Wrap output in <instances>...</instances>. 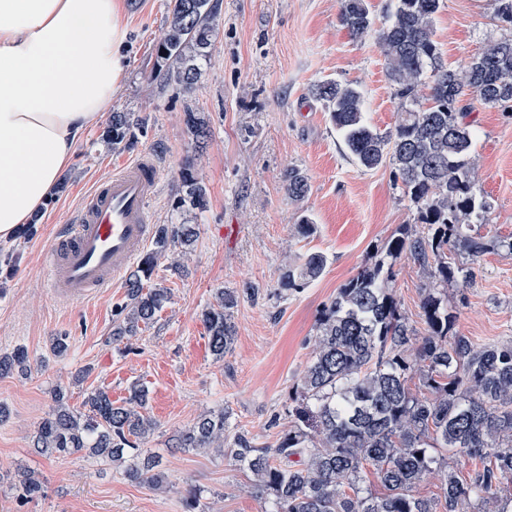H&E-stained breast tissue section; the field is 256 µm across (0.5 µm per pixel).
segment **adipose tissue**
<instances>
[{
  "mask_svg": "<svg viewBox=\"0 0 512 512\" xmlns=\"http://www.w3.org/2000/svg\"><path fill=\"white\" fill-rule=\"evenodd\" d=\"M119 0H0V242L71 164L122 73Z\"/></svg>",
  "mask_w": 512,
  "mask_h": 512,
  "instance_id": "1",
  "label": "adipose tissue"
}]
</instances>
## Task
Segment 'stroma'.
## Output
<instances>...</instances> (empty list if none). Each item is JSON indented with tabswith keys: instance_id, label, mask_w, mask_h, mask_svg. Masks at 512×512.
Returning <instances> with one entry per match:
<instances>
[{
	"instance_id": "obj_1",
	"label": "stroma",
	"mask_w": 512,
	"mask_h": 512,
	"mask_svg": "<svg viewBox=\"0 0 512 512\" xmlns=\"http://www.w3.org/2000/svg\"><path fill=\"white\" fill-rule=\"evenodd\" d=\"M120 0L126 30L123 74L103 112L79 145L59 191L34 217V232L15 238L11 262L0 261V353L23 345L32 357L28 374L0 377V512H187L196 489L203 512H268L252 474L228 452L173 448L177 433L202 415L225 411V434L248 432L273 445L288 427V392L311 357L322 307L416 211L393 182L390 167L366 171L347 155L312 88L340 79L361 88L368 122L393 129L398 103L374 36L353 38L339 21L340 0H217L219 22L210 54L192 93L151 79L158 46L168 27V0H146L131 13ZM493 0H443L436 39L448 64L480 53L502 35ZM142 120L118 145L104 137L113 113ZM198 113L209 134L196 144L185 115ZM471 170L476 189L490 200L489 221L477 232L488 251L471 264L468 285L449 284L441 294L456 316L454 330L474 343L512 341V115L474 105ZM152 154L160 184L150 207L155 224L195 225L188 249L161 259L150 285L169 300L137 336L113 344L115 313L126 288L101 292L83 304L56 301L39 271L55 236L81 195L111 173L114 164ZM191 167L207 188L205 210L178 207L180 173ZM297 168L308 178L304 200L292 201L283 174ZM311 235L297 232L301 216ZM319 251L322 274L299 289L283 291L288 266ZM432 281L412 260L394 266L393 292L410 323L423 330L420 304ZM240 291L232 311L234 341L215 359L202 310L219 289ZM67 351L54 355L56 337ZM148 389L146 417L153 428L138 446L162 459L160 487L127 479L118 466L84 451L46 456L32 446L38 424L62 388L67 404L82 409L87 396L106 391L125 401L133 386ZM34 471L43 497L20 498L18 471Z\"/></svg>"
}]
</instances>
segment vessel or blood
I'll return each mask as SVG.
<instances>
[{
    "label": "vessel or blood",
    "mask_w": 512,
    "mask_h": 512,
    "mask_svg": "<svg viewBox=\"0 0 512 512\" xmlns=\"http://www.w3.org/2000/svg\"><path fill=\"white\" fill-rule=\"evenodd\" d=\"M160 181L152 155L124 163L84 195L43 271L52 296L78 303L114 286L153 234L148 201Z\"/></svg>",
    "instance_id": "obj_1"
}]
</instances>
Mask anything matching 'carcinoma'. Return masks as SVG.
<instances>
[{
  "label": "carcinoma",
  "mask_w": 512,
  "mask_h": 512,
  "mask_svg": "<svg viewBox=\"0 0 512 512\" xmlns=\"http://www.w3.org/2000/svg\"><path fill=\"white\" fill-rule=\"evenodd\" d=\"M383 26L367 0H341L339 19L356 38L377 33L386 75L395 90L400 120L380 133L366 122L362 93L338 80H322L312 94L328 109L359 166H392L394 182L416 207L422 230L403 228L384 248L386 259L363 267L322 308L312 356L294 386L296 405L288 429L271 447L257 446L237 433L229 451L254 475L259 490L272 497L274 512H512V343L475 346L454 332L456 316L433 291L421 310L425 333L418 336L403 314L389 283L393 261L405 256L427 271L435 287L463 275L451 246L472 260L487 251L473 233L471 218L482 223L491 204L471 180L475 135L466 122L476 102L512 110V0H494V20L511 31L462 66L445 62L434 38V20L443 0H393ZM218 29L213 0H173L168 30L159 46L164 65L152 78L185 92L194 89L199 61L207 58ZM134 125L132 113H112L106 139L116 145ZM186 125L200 141L205 122L193 112ZM289 198L309 192L306 175L290 168L283 176ZM190 205L206 208V188L191 168L181 171ZM197 235L191 224H162L155 249L146 253L126 280L127 302L112 341L135 336L168 300L163 288H146L159 260L175 246L189 247ZM323 254L310 253L285 272L281 286L298 289L318 277ZM238 293L221 289L217 305L202 312L216 359L230 350L231 310ZM30 354L17 346L0 354V376L30 369ZM418 379L427 394L412 392ZM55 407L40 422L35 447L70 456L88 450L123 467L125 477L156 487L163 473L156 458L139 459L133 439L147 434L142 414L147 391L133 389L122 404L105 391L85 402L88 412L70 408L64 392L53 391ZM226 414L211 413L181 431L176 447L198 451L224 447ZM480 458L482 468L464 477L450 458ZM440 472L443 496L418 497L414 488L433 470ZM372 474L383 487L365 486ZM20 495L32 500L43 484L20 475Z\"/></svg>",
  "instance_id": "carcinoma-1"
}]
</instances>
